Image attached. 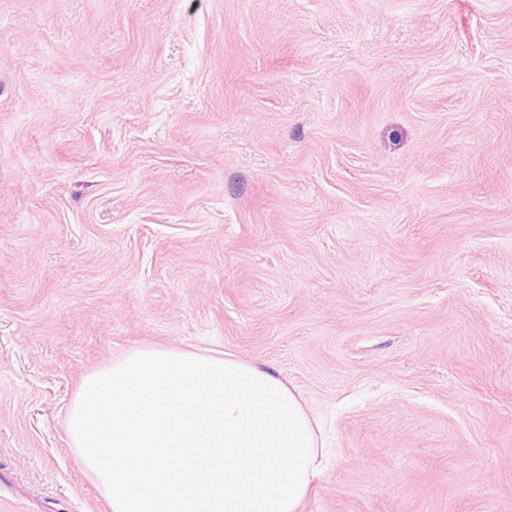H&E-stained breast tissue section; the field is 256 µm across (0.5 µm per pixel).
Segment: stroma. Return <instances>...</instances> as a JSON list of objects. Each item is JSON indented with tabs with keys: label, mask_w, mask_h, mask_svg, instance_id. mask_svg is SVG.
<instances>
[{
	"label": "stroma",
	"mask_w": 512,
	"mask_h": 512,
	"mask_svg": "<svg viewBox=\"0 0 512 512\" xmlns=\"http://www.w3.org/2000/svg\"><path fill=\"white\" fill-rule=\"evenodd\" d=\"M140 346L272 367L302 512H512V0H0V461Z\"/></svg>",
	"instance_id": "obj_1"
}]
</instances>
